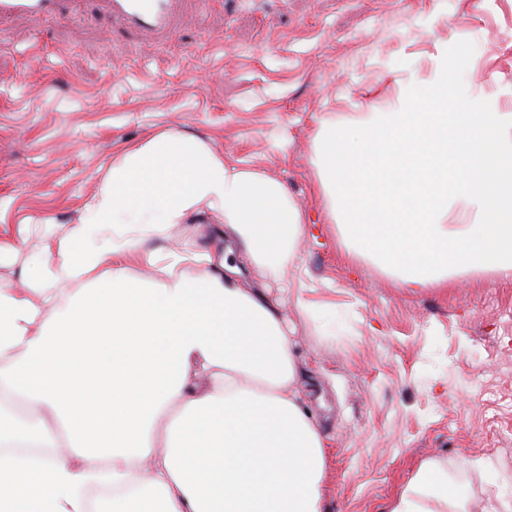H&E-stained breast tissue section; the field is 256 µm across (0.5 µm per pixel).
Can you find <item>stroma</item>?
I'll return each instance as SVG.
<instances>
[{"instance_id": "35a3bbf8", "label": "stroma", "mask_w": 512, "mask_h": 512, "mask_svg": "<svg viewBox=\"0 0 512 512\" xmlns=\"http://www.w3.org/2000/svg\"><path fill=\"white\" fill-rule=\"evenodd\" d=\"M182 11L163 38L127 30L101 0L75 17L0 20V241L24 226L32 248L63 238L113 160L164 130L267 173L302 208L306 241L282 278L251 268L239 282L288 311L303 400L327 441V512H386L431 456L475 497L512 500V281L398 288L350 251L311 163L329 125L404 100L426 111L443 58L449 99L512 113V0H185ZM213 228L203 216L146 247H207Z\"/></svg>"}]
</instances>
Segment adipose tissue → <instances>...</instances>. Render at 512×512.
Instances as JSON below:
<instances>
[{
  "instance_id": "ef3b65f1",
  "label": "adipose tissue",
  "mask_w": 512,
  "mask_h": 512,
  "mask_svg": "<svg viewBox=\"0 0 512 512\" xmlns=\"http://www.w3.org/2000/svg\"><path fill=\"white\" fill-rule=\"evenodd\" d=\"M363 112L329 128L314 165L359 253L401 287L512 278V113L449 101ZM475 209L471 224L451 206ZM216 217L220 239L278 276L306 233L287 188L167 131L112 165L85 215L0 288V512H326L324 441L304 408L286 319L206 250L145 251ZM138 264L149 281L129 277ZM206 267L189 278L179 265ZM81 288L66 302L57 290ZM21 444L30 454L17 453ZM387 512H487L424 460Z\"/></svg>"
}]
</instances>
